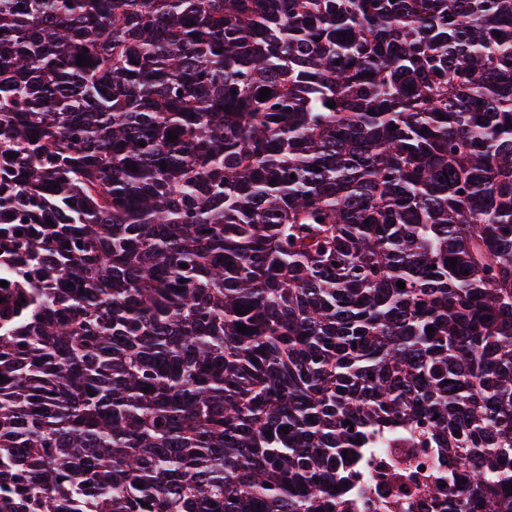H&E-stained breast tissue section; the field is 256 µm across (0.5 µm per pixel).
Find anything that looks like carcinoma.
I'll use <instances>...</instances> for the list:
<instances>
[{
  "label": "carcinoma",
  "mask_w": 512,
  "mask_h": 512,
  "mask_svg": "<svg viewBox=\"0 0 512 512\" xmlns=\"http://www.w3.org/2000/svg\"><path fill=\"white\" fill-rule=\"evenodd\" d=\"M0 266V512H512V0H0ZM399 448H379L369 459L366 476L360 478L355 486L358 495L352 492L348 501L349 512H437L429 499L420 495L416 488L405 483L394 470L384 475L383 466L389 465L388 456L399 468L408 465L420 467L419 476L424 478L433 471L442 475L446 493L448 489L455 491L456 484L450 480L448 473L454 472V466L448 461V453L436 455L434 452L420 455L416 460L415 448H407L406 443L398 444ZM421 466L425 467L421 471Z\"/></svg>",
  "instance_id": "obj_1"
}]
</instances>
